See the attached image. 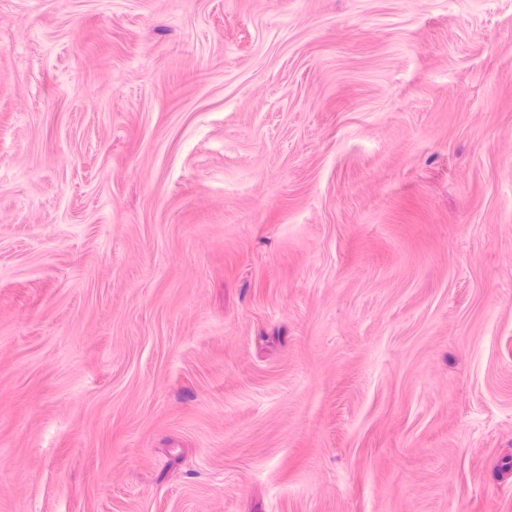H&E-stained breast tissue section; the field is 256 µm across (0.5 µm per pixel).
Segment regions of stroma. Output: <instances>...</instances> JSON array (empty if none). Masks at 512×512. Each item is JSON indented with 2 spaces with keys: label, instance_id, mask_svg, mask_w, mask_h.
<instances>
[{
  "label": "stroma",
  "instance_id": "obj_1",
  "mask_svg": "<svg viewBox=\"0 0 512 512\" xmlns=\"http://www.w3.org/2000/svg\"><path fill=\"white\" fill-rule=\"evenodd\" d=\"M0 512H512V0H0Z\"/></svg>",
  "mask_w": 512,
  "mask_h": 512
}]
</instances>
